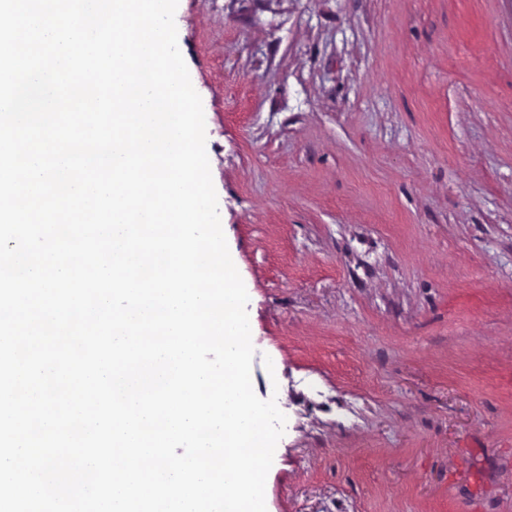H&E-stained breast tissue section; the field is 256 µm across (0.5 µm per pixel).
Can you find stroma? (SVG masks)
I'll list each match as a JSON object with an SVG mask.
<instances>
[{"label":"stroma","instance_id":"obj_1","mask_svg":"<svg viewBox=\"0 0 512 512\" xmlns=\"http://www.w3.org/2000/svg\"><path fill=\"white\" fill-rule=\"evenodd\" d=\"M266 512H512V0H179Z\"/></svg>","mask_w":512,"mask_h":512}]
</instances>
